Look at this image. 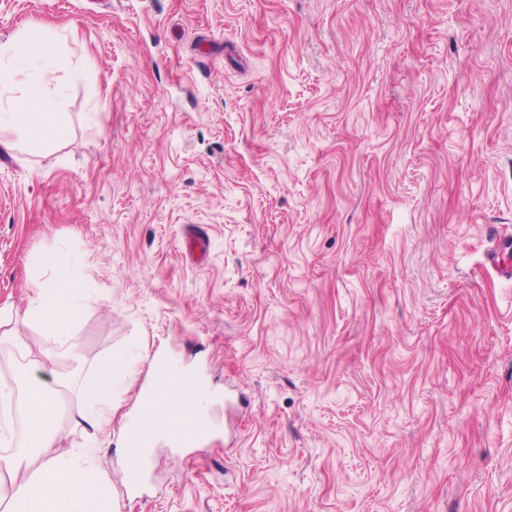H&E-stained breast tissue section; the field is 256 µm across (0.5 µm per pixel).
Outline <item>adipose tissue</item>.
<instances>
[{"label":"adipose tissue","instance_id":"obj_1","mask_svg":"<svg viewBox=\"0 0 512 512\" xmlns=\"http://www.w3.org/2000/svg\"><path fill=\"white\" fill-rule=\"evenodd\" d=\"M64 41L62 31L45 29L35 45L20 52L17 43L0 44V145L20 141L43 147L65 141L70 129L56 107L61 96L40 67L44 58L55 56ZM26 60L31 77L18 82L14 64ZM37 265L44 275L21 319L13 327L12 313L0 312V355L24 362L14 384L0 383V411L21 408L27 418L23 440H16L10 421L0 422V512H119V497L111 481L94 463L98 443L73 449L64 458L38 459L40 449L52 447L61 436L63 414L55 396L59 376L52 367L54 356L28 354V342L21 327H39L57 342L70 339L93 291L90 280L70 278L68 263L58 254L39 256ZM184 376L167 371L156 401L169 424L198 414L199 396L186 394ZM85 405L75 417V425L100 432L105 417L98 406L112 392V363L103 361L81 388Z\"/></svg>","mask_w":512,"mask_h":512}]
</instances>
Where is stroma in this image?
<instances>
[{"label":"stroma","instance_id":"35a3bbf8","mask_svg":"<svg viewBox=\"0 0 512 512\" xmlns=\"http://www.w3.org/2000/svg\"><path fill=\"white\" fill-rule=\"evenodd\" d=\"M43 27L86 78L0 146V309L82 258L56 367L74 413L115 364L113 484L153 353L216 425L121 512H512V0H0ZM486 237L489 247L483 256V265L487 270L493 271L498 277L512 279V263L508 256L512 251V239L502 236L494 225L486 226Z\"/></svg>","mask_w":512,"mask_h":512}]
</instances>
